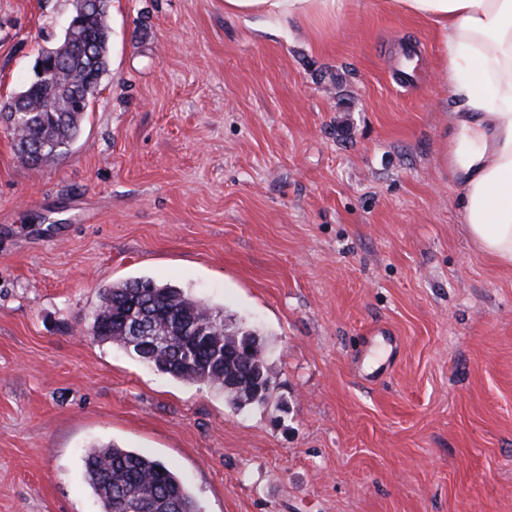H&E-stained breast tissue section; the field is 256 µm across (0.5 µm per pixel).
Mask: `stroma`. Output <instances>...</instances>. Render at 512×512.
Segmentation results:
<instances>
[{
	"label": "stroma",
	"instance_id": "1",
	"mask_svg": "<svg viewBox=\"0 0 512 512\" xmlns=\"http://www.w3.org/2000/svg\"><path fill=\"white\" fill-rule=\"evenodd\" d=\"M72 10L0 0V102ZM114 28L57 164L0 123V512H99L83 457L112 443L201 512H512V269L466 232L432 27L381 0L327 23L116 0ZM140 278L257 328L269 402L89 336L101 290ZM374 329L391 354L365 374Z\"/></svg>",
	"mask_w": 512,
	"mask_h": 512
}]
</instances>
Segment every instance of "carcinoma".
I'll return each instance as SVG.
<instances>
[{
    "mask_svg": "<svg viewBox=\"0 0 512 512\" xmlns=\"http://www.w3.org/2000/svg\"><path fill=\"white\" fill-rule=\"evenodd\" d=\"M75 14L83 25L65 35L56 46L58 76L53 99L26 96L31 110L21 129L13 132L16 152L25 164L48 166L57 162L79 136L85 111L47 112L106 74L108 60V0H76ZM142 315L147 335L159 336L155 355L143 353L127 337L123 318L131 308ZM208 325L207 333L192 336L185 325ZM248 330L232 327L221 310L170 284L151 280L116 283L103 290L91 335L100 343L122 346L142 362L175 379L200 383L224 393L235 408L269 402L272 381L266 356L248 355L235 340ZM88 483L101 512H200L181 477L165 464L134 449L115 444L93 446L83 458Z\"/></svg>",
    "mask_w": 512,
    "mask_h": 512,
    "instance_id": "1",
    "label": "carcinoma"
}]
</instances>
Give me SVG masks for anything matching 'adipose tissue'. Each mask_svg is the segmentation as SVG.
<instances>
[{"instance_id":"ef3b65f1","label":"adipose tissue","mask_w":512,"mask_h":512,"mask_svg":"<svg viewBox=\"0 0 512 512\" xmlns=\"http://www.w3.org/2000/svg\"><path fill=\"white\" fill-rule=\"evenodd\" d=\"M344 0H224L225 14L325 22ZM390 12L429 20L459 102L452 173L468 234L512 268V0H382Z\"/></svg>"}]
</instances>
